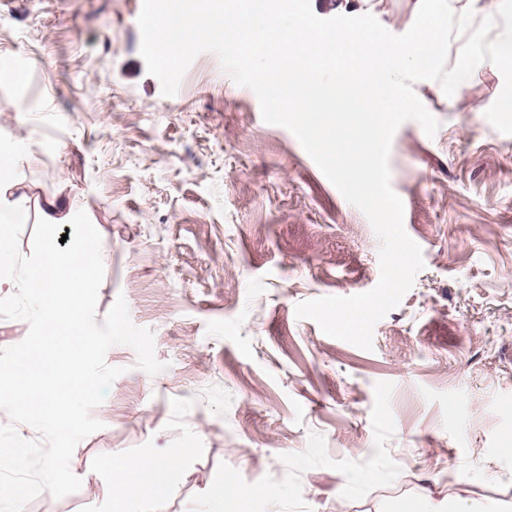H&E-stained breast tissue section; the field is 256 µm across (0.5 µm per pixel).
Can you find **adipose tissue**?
Instances as JSON below:
<instances>
[{"label":"adipose tissue","instance_id":"obj_1","mask_svg":"<svg viewBox=\"0 0 512 512\" xmlns=\"http://www.w3.org/2000/svg\"><path fill=\"white\" fill-rule=\"evenodd\" d=\"M170 462L148 455L135 461L110 460L104 465L115 479L103 489L109 512H130L133 501L145 495L161 496L167 489Z\"/></svg>","mask_w":512,"mask_h":512}]
</instances>
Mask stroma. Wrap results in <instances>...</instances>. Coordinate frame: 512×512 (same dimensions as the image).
<instances>
[{
  "mask_svg": "<svg viewBox=\"0 0 512 512\" xmlns=\"http://www.w3.org/2000/svg\"><path fill=\"white\" fill-rule=\"evenodd\" d=\"M141 0H0V145L39 203L85 211L105 268L97 319L124 296L167 368L124 367L76 446V493L24 512H105L102 464L175 458L162 499L134 512H209L225 473L232 512H501L512 503V136L485 112L503 87L486 65L454 97L414 91L439 121L395 132L391 186L424 261L377 322L372 350L297 319V303L380 278L370 222L254 91L198 55L163 96L140 55ZM26 109L14 111L15 101ZM353 483H345V476ZM241 488L231 475H224L221 483L210 491V501L213 503L212 512H228L226 506L241 495Z\"/></svg>",
  "mask_w": 512,
  "mask_h": 512,
  "instance_id": "35a3bbf8",
  "label": "stroma"
}]
</instances>
